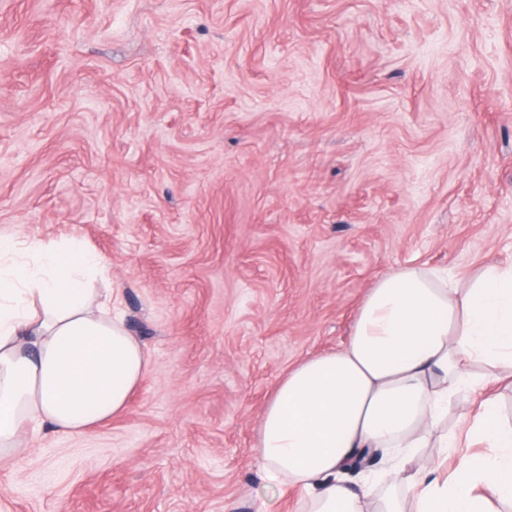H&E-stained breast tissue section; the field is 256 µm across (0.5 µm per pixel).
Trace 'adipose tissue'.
<instances>
[{
  "label": "adipose tissue",
  "mask_w": 512,
  "mask_h": 512,
  "mask_svg": "<svg viewBox=\"0 0 512 512\" xmlns=\"http://www.w3.org/2000/svg\"><path fill=\"white\" fill-rule=\"evenodd\" d=\"M104 260L79 237L18 248L0 237V458L28 431L78 435L121 413L147 373L143 345L95 288ZM486 367L483 375L474 366ZM512 387V263L468 285L405 266L370 288L347 342L303 359L263 410L255 457L265 478L300 494L303 512H492L512 504V424L488 383ZM458 428L441 431L461 393ZM458 456L415 464L430 443ZM381 453L389 469L350 479Z\"/></svg>",
  "instance_id": "obj_1"
}]
</instances>
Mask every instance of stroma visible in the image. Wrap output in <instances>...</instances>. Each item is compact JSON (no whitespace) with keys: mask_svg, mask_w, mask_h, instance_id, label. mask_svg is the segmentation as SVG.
I'll use <instances>...</instances> for the list:
<instances>
[{"mask_svg":"<svg viewBox=\"0 0 512 512\" xmlns=\"http://www.w3.org/2000/svg\"><path fill=\"white\" fill-rule=\"evenodd\" d=\"M0 235L82 237L152 361L0 512H299L278 381L383 275L512 262V0H0Z\"/></svg>","mask_w":512,"mask_h":512,"instance_id":"obj_1","label":"stroma"}]
</instances>
